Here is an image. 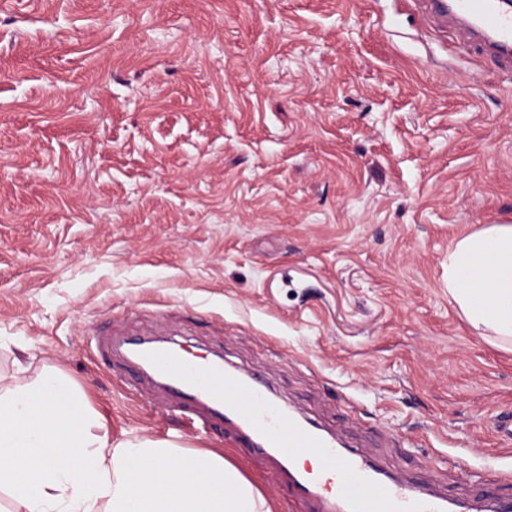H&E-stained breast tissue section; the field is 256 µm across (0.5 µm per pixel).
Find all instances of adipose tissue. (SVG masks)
Segmentation results:
<instances>
[{
    "mask_svg": "<svg viewBox=\"0 0 512 512\" xmlns=\"http://www.w3.org/2000/svg\"><path fill=\"white\" fill-rule=\"evenodd\" d=\"M448 293L470 324L512 343V225L460 238ZM76 384L59 373L0 378V490L24 512H270L223 457L186 455L139 435L113 443Z\"/></svg>",
    "mask_w": 512,
    "mask_h": 512,
    "instance_id": "adipose-tissue-1",
    "label": "adipose tissue"
}]
</instances>
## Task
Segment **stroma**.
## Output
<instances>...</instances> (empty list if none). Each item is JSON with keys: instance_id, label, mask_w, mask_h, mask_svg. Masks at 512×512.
Returning <instances> with one entry per match:
<instances>
[{"instance_id": "obj_1", "label": "stroma", "mask_w": 512, "mask_h": 512, "mask_svg": "<svg viewBox=\"0 0 512 512\" xmlns=\"http://www.w3.org/2000/svg\"><path fill=\"white\" fill-rule=\"evenodd\" d=\"M512 219V79L403 0H0V374L57 368L110 440L224 456L95 338L260 373L389 470L512 496V350L448 252ZM24 357L26 372L14 360Z\"/></svg>"}]
</instances>
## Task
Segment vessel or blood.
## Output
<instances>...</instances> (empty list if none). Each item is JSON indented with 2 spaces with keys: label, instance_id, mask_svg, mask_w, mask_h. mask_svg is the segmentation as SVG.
<instances>
[{
  "label": "vessel or blood",
  "instance_id": "b4317fda",
  "mask_svg": "<svg viewBox=\"0 0 512 512\" xmlns=\"http://www.w3.org/2000/svg\"><path fill=\"white\" fill-rule=\"evenodd\" d=\"M424 22L453 30L479 53L491 54L503 74H512V0H418ZM140 368L162 383L173 412L185 415L190 429L216 423L269 461L283 484L311 512H473L472 502L419 485L373 461L367 452L346 447L271 397L255 373L207 360L191 363L179 346H148L136 355ZM318 453L325 468L343 474L332 489L311 480L296 466L303 454Z\"/></svg>",
  "mask_w": 512,
  "mask_h": 512
}]
</instances>
